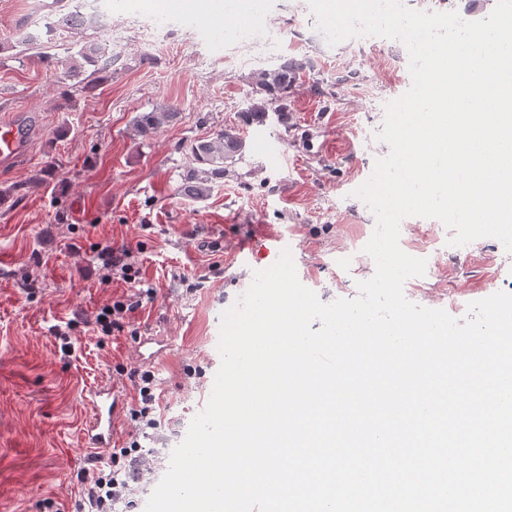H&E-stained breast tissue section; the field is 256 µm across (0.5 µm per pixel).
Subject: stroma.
<instances>
[{
	"label": "stroma",
	"instance_id": "35a3bbf8",
	"mask_svg": "<svg viewBox=\"0 0 512 512\" xmlns=\"http://www.w3.org/2000/svg\"><path fill=\"white\" fill-rule=\"evenodd\" d=\"M153 2L112 0L111 29L87 32L112 67L85 85L70 75L80 44L56 27L53 0H0V121L28 126L30 138L28 153L0 165V190H14L0 203V512H40L45 499L72 512L77 474L97 454L81 442L82 394L111 383L133 407L120 370L136 365L141 338L163 346L148 368L164 423L141 445L186 435L221 365V315L269 266L266 232L280 234L299 281L323 303L357 298L376 270L354 246L373 234V214L354 192L389 153L378 134L387 103L412 83L405 46L380 36L320 43L309 0H264L262 20L281 37L229 72L214 34L243 0H166L187 23L160 43L147 20ZM401 2L429 13L442 5L466 21L497 4ZM20 24L40 33L37 44L14 45ZM287 57L309 63L289 93L290 127L240 126L251 75ZM161 106L177 108V120L150 140L135 136L134 117ZM228 125L240 128L244 158L209 197L186 200L188 145ZM49 162L53 174L38 185ZM452 235L436 219L401 221V249L427 262L404 295L461 320L489 291L512 293V252L493 237L452 246ZM127 243L156 297L132 313L133 332L105 336L90 321L130 286L102 283L98 253ZM246 243L257 262L236 266L233 252ZM57 327L68 329L71 350Z\"/></svg>",
	"mask_w": 512,
	"mask_h": 512
}]
</instances>
